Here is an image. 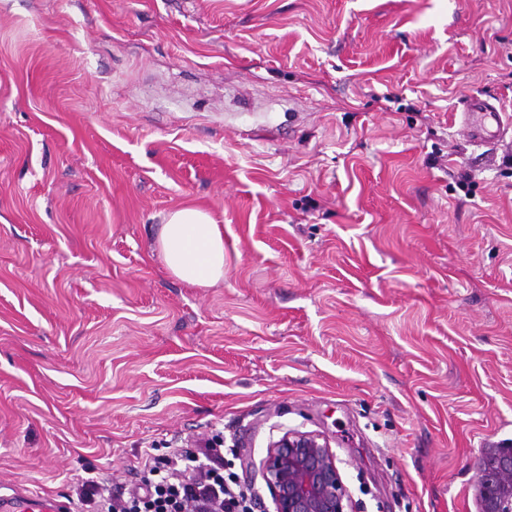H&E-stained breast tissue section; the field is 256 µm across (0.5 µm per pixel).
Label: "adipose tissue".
<instances>
[{"label":"adipose tissue","instance_id":"1","mask_svg":"<svg viewBox=\"0 0 512 512\" xmlns=\"http://www.w3.org/2000/svg\"><path fill=\"white\" fill-rule=\"evenodd\" d=\"M156 248L166 270L191 285L210 287L224 279V227L207 210L170 211Z\"/></svg>","mask_w":512,"mask_h":512}]
</instances>
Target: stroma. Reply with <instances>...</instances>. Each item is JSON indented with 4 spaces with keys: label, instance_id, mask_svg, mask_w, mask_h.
<instances>
[{
    "label": "stroma",
    "instance_id": "stroma-1",
    "mask_svg": "<svg viewBox=\"0 0 512 512\" xmlns=\"http://www.w3.org/2000/svg\"><path fill=\"white\" fill-rule=\"evenodd\" d=\"M512 0H0V492L259 465L324 435L354 512H482L512 444ZM469 172L459 188L455 173ZM184 205L224 280L169 275ZM462 105L467 124H469V120L473 117L474 112H483L489 114L491 117L497 118L495 120L501 135L507 130V126L500 120L497 108L489 99L474 96L463 101ZM156 248L166 270L191 285L210 287L224 280V226L207 210L170 211ZM505 481H508L509 483L512 481V448H508L502 454L500 466L491 477H487L480 468L481 492L485 496L489 495V488H492L495 485L501 486Z\"/></svg>",
    "mask_w": 512,
    "mask_h": 512
}]
</instances>
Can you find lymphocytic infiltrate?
<instances>
[{"mask_svg": "<svg viewBox=\"0 0 512 512\" xmlns=\"http://www.w3.org/2000/svg\"><path fill=\"white\" fill-rule=\"evenodd\" d=\"M77 512H254L251 489L241 484L213 446L163 454L145 450L137 482L126 495L112 492L110 480H75Z\"/></svg>", "mask_w": 512, "mask_h": 512, "instance_id": "f902f5d3", "label": "lymphocytic infiltrate"}]
</instances>
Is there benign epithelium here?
Masks as SVG:
<instances>
[{"mask_svg":"<svg viewBox=\"0 0 512 512\" xmlns=\"http://www.w3.org/2000/svg\"><path fill=\"white\" fill-rule=\"evenodd\" d=\"M262 474L274 512H348L352 498L328 441L319 434L289 430L268 448ZM512 481V448L490 477L480 473L481 492Z\"/></svg>","mask_w":512,"mask_h":512,"instance_id":"7a95c632","label":"benign epithelium"}]
</instances>
